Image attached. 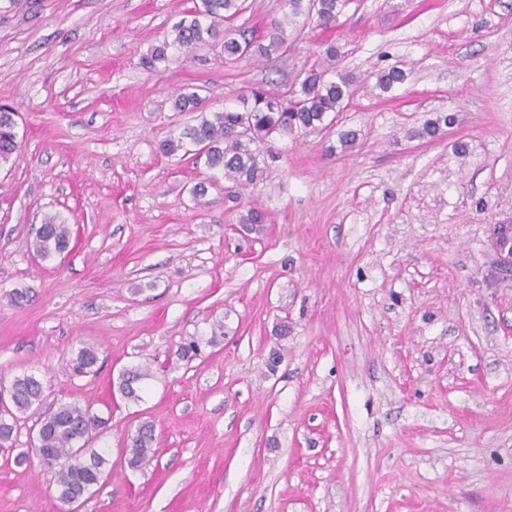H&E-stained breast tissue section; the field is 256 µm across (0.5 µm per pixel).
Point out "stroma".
<instances>
[{
  "label": "stroma",
  "instance_id": "35a3bbf8",
  "mask_svg": "<svg viewBox=\"0 0 512 512\" xmlns=\"http://www.w3.org/2000/svg\"><path fill=\"white\" fill-rule=\"evenodd\" d=\"M197 2L0 0V103L23 140L0 166V378L44 387L0 450V512H64L52 468L16 456L73 401L103 418L110 465L81 512H512V287L490 241L512 222V0H351L285 55L228 64L206 44L145 70ZM244 5L231 26L264 43L289 13ZM329 44L352 98L276 140L256 187L159 151L193 120L174 92L209 112L281 94ZM394 65L408 78L381 92ZM442 112L440 138L413 137ZM251 204L263 233L238 222ZM47 215L72 242L43 261ZM86 344L97 371L73 375ZM145 364L139 401L121 398L119 372ZM143 421L156 454L134 471ZM154 442V425L149 422L139 425L135 433L131 434L127 448L126 463L129 469L140 470L154 458Z\"/></svg>",
  "mask_w": 512,
  "mask_h": 512
}]
</instances>
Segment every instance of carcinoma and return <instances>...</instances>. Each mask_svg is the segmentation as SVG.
Returning <instances> with one entry per match:
<instances>
[{
	"mask_svg": "<svg viewBox=\"0 0 512 512\" xmlns=\"http://www.w3.org/2000/svg\"><path fill=\"white\" fill-rule=\"evenodd\" d=\"M349 3V0H287L289 16L303 17L302 25L316 22L327 25ZM242 11V0H199L194 10L182 17L172 27V39L155 46L142 58V65L155 70L157 65L170 61L169 50L188 53L199 45L223 40L224 61L230 63L246 55L268 57L288 48L286 23L275 25L269 43L256 42L249 29L220 28L219 21H228ZM327 66L311 65L302 71L288 94H273L263 88L251 90L252 102H243L240 109H224L210 114L203 111L202 99L197 92H184L176 96L174 110L195 112L196 123L184 128L177 138L160 142L159 149L172 154L189 143L196 147V155L205 158V165L243 187L255 186L263 180L268 160L275 159L269 149L273 140L282 136L317 129L331 112L343 109L345 100L352 93V80L344 75L328 77V63L336 58V47L327 46L323 51ZM407 78L406 72L392 66L376 75L377 86L388 91ZM452 124V117L445 115L426 123L413 133V137L431 139L441 126ZM20 148L14 113L0 105V165L10 161ZM238 223L260 231L267 224L263 209L249 207L239 215ZM70 225L55 215L44 217L33 239L36 256L49 260L68 251L71 243ZM99 361V351L93 346L78 349L70 360L74 374L82 376L94 372ZM150 376L142 368L125 369L118 376V391L122 397L137 401L140 395L135 384ZM43 383L33 374L16 376L10 382V396L5 416H0V448L13 447V433L18 415L40 404ZM104 424L90 407L78 402L60 405L43 419L38 429V441L32 444L37 456L54 466V482L58 499L65 503L71 498L84 497L98 484L104 474L106 458L97 452L86 454V447L96 429ZM154 425L145 422L130 436L126 463L129 469L139 470L155 454Z\"/></svg>",
	"mask_w": 512,
	"mask_h": 512,
	"instance_id": "1",
	"label": "carcinoma"
}]
</instances>
